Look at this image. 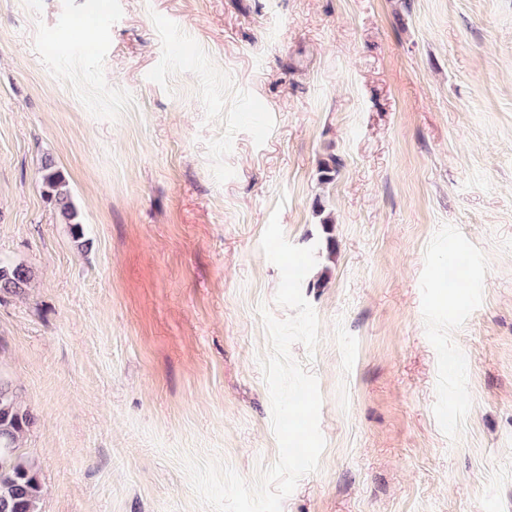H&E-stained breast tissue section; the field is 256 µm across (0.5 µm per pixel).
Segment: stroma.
<instances>
[{
    "label": "stroma",
    "mask_w": 512,
    "mask_h": 512,
    "mask_svg": "<svg viewBox=\"0 0 512 512\" xmlns=\"http://www.w3.org/2000/svg\"><path fill=\"white\" fill-rule=\"evenodd\" d=\"M275 211L336 238L291 347L326 446L282 512H512V0H0V262L35 272L0 377L40 512H207L184 458L276 460ZM42 184L48 200L57 209L63 223L69 224L73 239L81 244L84 230L77 219L78 213L71 200L69 185L50 158H45L42 162Z\"/></svg>",
    "instance_id": "1"
}]
</instances>
